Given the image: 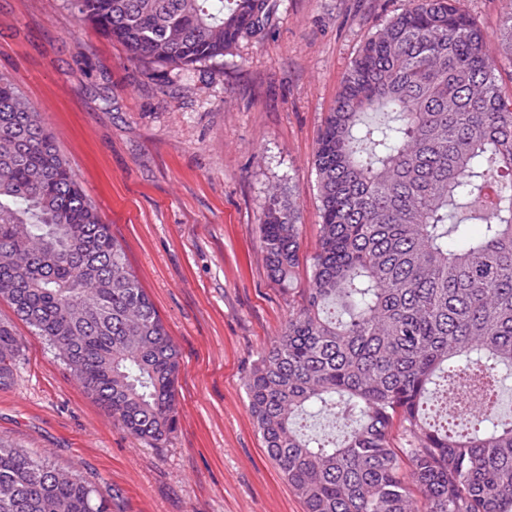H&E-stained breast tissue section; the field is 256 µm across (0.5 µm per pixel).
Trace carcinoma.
I'll list each match as a JSON object with an SVG mask.
<instances>
[{
    "label": "carcinoma",
    "instance_id": "cac0c4a2",
    "mask_svg": "<svg viewBox=\"0 0 512 512\" xmlns=\"http://www.w3.org/2000/svg\"><path fill=\"white\" fill-rule=\"evenodd\" d=\"M129 61L184 70L261 30L270 0H70ZM309 287L246 381L267 456L305 512H512V419L445 391L512 368V95L457 0H408L344 75L315 152ZM269 198L273 279L301 260ZM0 298L133 437L177 426L179 351L36 108L0 76ZM20 338L0 321V386ZM317 406L342 439L303 433ZM400 447H394V439ZM422 499L415 505L410 485ZM0 512H111L84 477L0 441Z\"/></svg>",
    "mask_w": 512,
    "mask_h": 512
}]
</instances>
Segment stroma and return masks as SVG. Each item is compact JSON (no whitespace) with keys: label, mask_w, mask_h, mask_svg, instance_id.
Returning a JSON list of instances; mask_svg holds the SVG:
<instances>
[{"label":"stroma","mask_w":512,"mask_h":512,"mask_svg":"<svg viewBox=\"0 0 512 512\" xmlns=\"http://www.w3.org/2000/svg\"><path fill=\"white\" fill-rule=\"evenodd\" d=\"M264 31L194 69L126 59L68 0H0V75L60 154L180 353L178 424L136 440L0 299L21 351L0 387V439L100 486L112 512H304L264 451L245 381L309 284L317 140L366 39L407 0H272ZM294 207L304 259L272 280L259 224Z\"/></svg>","instance_id":"stroma-1"}]
</instances>
